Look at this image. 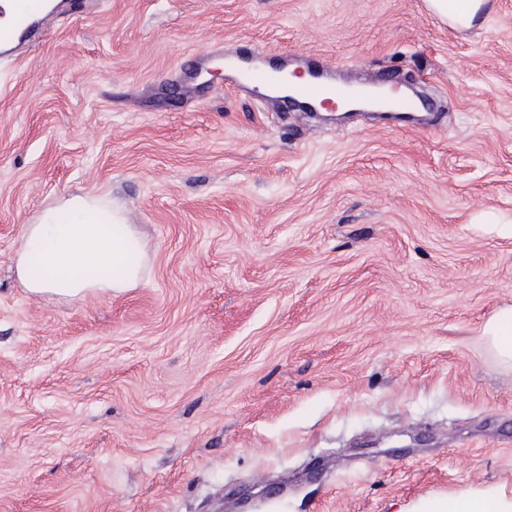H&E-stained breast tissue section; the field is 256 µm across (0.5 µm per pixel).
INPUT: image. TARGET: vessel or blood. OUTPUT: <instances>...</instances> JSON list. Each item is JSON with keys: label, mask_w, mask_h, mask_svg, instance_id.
<instances>
[{"label": "vessel or blood", "mask_w": 512, "mask_h": 512, "mask_svg": "<svg viewBox=\"0 0 512 512\" xmlns=\"http://www.w3.org/2000/svg\"><path fill=\"white\" fill-rule=\"evenodd\" d=\"M57 12V6L50 4L49 0H0V56H12L22 38H36L41 28ZM224 68L235 87L266 88L270 85L269 66L263 53L245 55L237 51L225 52ZM301 68L308 79L290 86L289 93L295 102L307 107L324 105L342 92L355 98L363 91L359 85L339 89L335 69L315 58H305ZM385 107L391 112L407 114L418 111L421 103L394 88L385 99Z\"/></svg>", "instance_id": "1"}]
</instances>
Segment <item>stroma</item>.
Wrapping results in <instances>:
<instances>
[{
  "mask_svg": "<svg viewBox=\"0 0 512 512\" xmlns=\"http://www.w3.org/2000/svg\"><path fill=\"white\" fill-rule=\"evenodd\" d=\"M413 83L409 116L230 88L216 41ZM104 195L141 283L30 295L26 224ZM512 0H89L0 59V512L512 502ZM428 7L455 29H469L490 0H427ZM484 337L498 359L512 363V309H504L488 320Z\"/></svg>",
  "mask_w": 512,
  "mask_h": 512,
  "instance_id": "35a3bbf8",
  "label": "stroma"
}]
</instances>
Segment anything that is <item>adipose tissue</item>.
Segmentation results:
<instances>
[{"label": "adipose tissue", "mask_w": 512, "mask_h": 512, "mask_svg": "<svg viewBox=\"0 0 512 512\" xmlns=\"http://www.w3.org/2000/svg\"><path fill=\"white\" fill-rule=\"evenodd\" d=\"M456 29L471 28L490 0H427ZM15 270L36 295L76 298L120 293L138 285L147 265L143 237L124 212L101 196H71L26 225Z\"/></svg>", "instance_id": "ef3b65f1"}]
</instances>
